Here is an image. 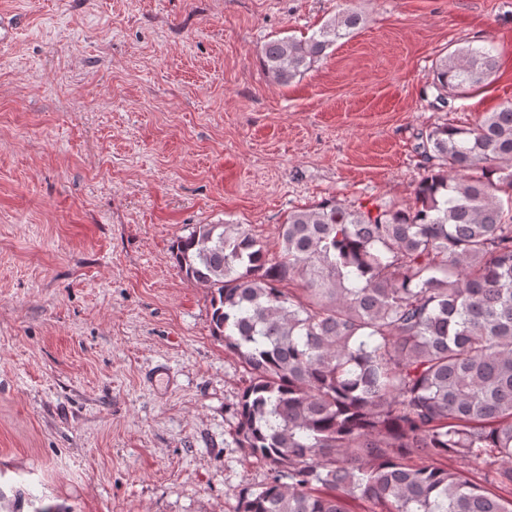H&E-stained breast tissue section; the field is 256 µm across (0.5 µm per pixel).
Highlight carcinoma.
I'll return each mask as SVG.
<instances>
[{"label": "carcinoma", "mask_w": 512, "mask_h": 512, "mask_svg": "<svg viewBox=\"0 0 512 512\" xmlns=\"http://www.w3.org/2000/svg\"><path fill=\"white\" fill-rule=\"evenodd\" d=\"M362 21L347 0L312 35L267 42V77H303ZM498 69L492 50L458 47L435 64L434 101L451 112ZM418 140L428 174L409 207L291 210L275 255L230 222L174 248L248 373L237 434L268 478L237 512H347V497L379 512H512V103Z\"/></svg>", "instance_id": "carcinoma-1"}]
</instances>
